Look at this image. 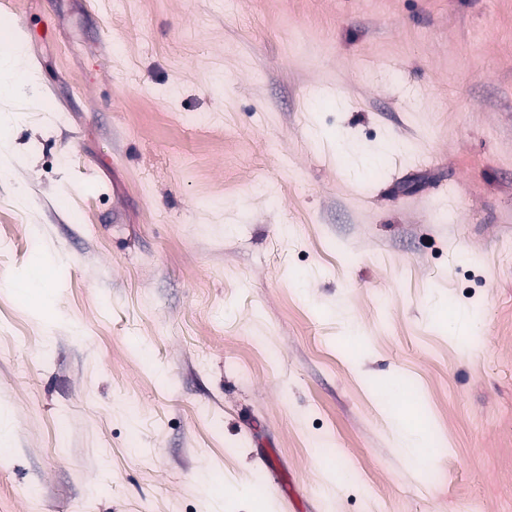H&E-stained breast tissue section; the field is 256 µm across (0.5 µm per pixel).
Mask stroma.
Returning <instances> with one entry per match:
<instances>
[{"label":"stroma","instance_id":"obj_1","mask_svg":"<svg viewBox=\"0 0 512 512\" xmlns=\"http://www.w3.org/2000/svg\"><path fill=\"white\" fill-rule=\"evenodd\" d=\"M23 4L0 512H512V0ZM395 429V448H397V452L406 462L415 460L420 453V448L423 446L419 420L407 417L396 423Z\"/></svg>","mask_w":512,"mask_h":512}]
</instances>
